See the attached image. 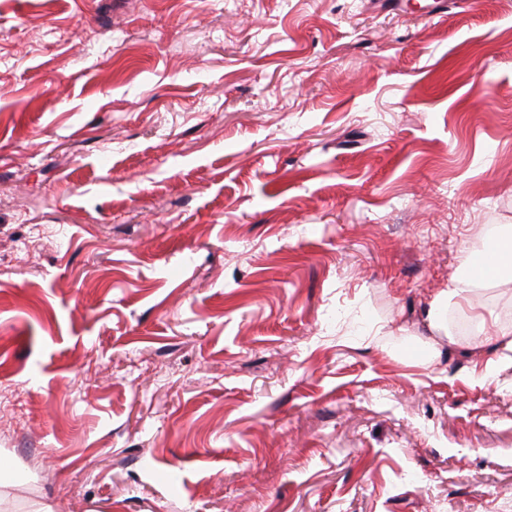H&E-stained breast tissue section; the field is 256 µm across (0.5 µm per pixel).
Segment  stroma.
<instances>
[{"label": "stroma", "instance_id": "stroma-1", "mask_svg": "<svg viewBox=\"0 0 512 512\" xmlns=\"http://www.w3.org/2000/svg\"><path fill=\"white\" fill-rule=\"evenodd\" d=\"M491 225L512 0H0L8 512H512ZM496 275L486 272H476L467 262L463 264L458 275L451 280L447 288L440 289L429 301L423 312V321L428 330L434 335L431 347L437 349L439 340L448 339V303L455 298L465 297L471 288H474L479 281H484ZM437 337V338H436Z\"/></svg>", "mask_w": 512, "mask_h": 512}]
</instances>
